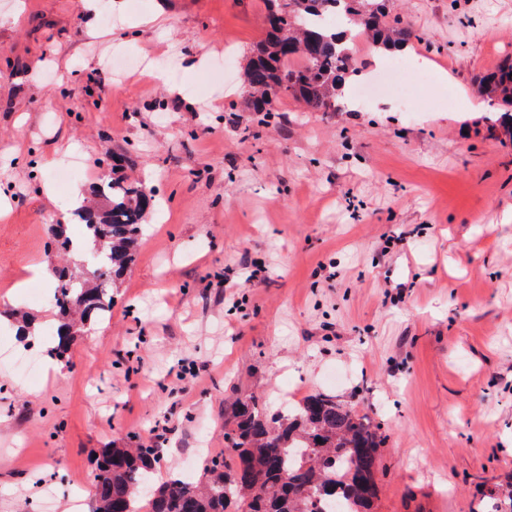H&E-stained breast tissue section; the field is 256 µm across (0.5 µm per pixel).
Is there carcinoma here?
<instances>
[{
    "label": "carcinoma",
    "mask_w": 512,
    "mask_h": 512,
    "mask_svg": "<svg viewBox=\"0 0 512 512\" xmlns=\"http://www.w3.org/2000/svg\"><path fill=\"white\" fill-rule=\"evenodd\" d=\"M269 29L243 73L249 110L271 117L268 93L281 87L310 112H334L346 80L357 73L353 38L374 47L399 50L412 33L385 0H266ZM482 92L503 107L512 123V65L482 77ZM105 204L73 211L84 226L87 251H98L101 274L91 279L78 268L53 270V302L62 316L55 334L45 338L49 351L63 357L77 326L105 321L112 309V287L132 260L142 221L156 203L142 182L114 177L95 188ZM79 241L64 225L51 229L47 248L73 252ZM387 436L380 426L324 392L307 395L287 411L267 412L250 395L238 397L224 412V455L204 467L205 482L173 474L150 483L159 449L114 442L101 450L92 483L94 512H227L247 503L248 512H317V501L332 512H371L379 490L370 484ZM493 512H512V479L491 494Z\"/></svg>",
    "instance_id": "carcinoma-1"
}]
</instances>
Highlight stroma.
Here are the masks:
<instances>
[{
    "instance_id": "obj_1",
    "label": "stroma",
    "mask_w": 512,
    "mask_h": 512,
    "mask_svg": "<svg viewBox=\"0 0 512 512\" xmlns=\"http://www.w3.org/2000/svg\"><path fill=\"white\" fill-rule=\"evenodd\" d=\"M0 0V512H71L94 456L160 448L157 478L202 476L224 452V403L316 391L387 436L372 512H488L512 473V133L478 82L512 62V0H388L433 73L400 105L345 95L339 112H249L238 77L265 0ZM174 63L180 82L104 58ZM71 153L78 188L123 175L156 189L111 316L63 362L22 341L11 311L52 268L46 193ZM185 380H177L178 372Z\"/></svg>"
}]
</instances>
